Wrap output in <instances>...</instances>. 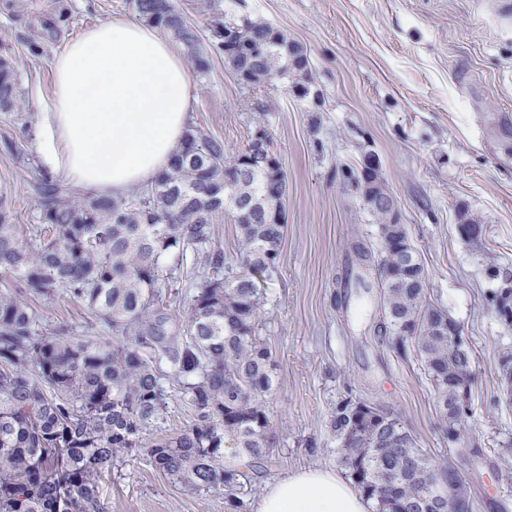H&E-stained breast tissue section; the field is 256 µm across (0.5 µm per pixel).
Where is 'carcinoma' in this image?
<instances>
[{
    "mask_svg": "<svg viewBox=\"0 0 512 512\" xmlns=\"http://www.w3.org/2000/svg\"><path fill=\"white\" fill-rule=\"evenodd\" d=\"M139 18L183 45L198 69L206 67L198 30L173 0H131ZM253 45L271 53L228 63L246 69L251 85L273 75L309 71L304 50L262 18L240 23ZM12 62L0 58V112L20 108ZM253 148L229 157L224 141L188 128L169 169L146 190L124 198L85 196L73 185L43 177L32 184L40 223L21 227L0 207V277L37 300L66 297L81 303L107 336L41 333L33 308L0 289V512H107L104 474L121 455L144 450L166 475L202 490H224L236 512L247 472L270 461L274 444L266 403L274 363L256 336L259 284L279 259L282 224H259L252 214L235 221L240 249L213 242L212 214L200 197L239 186L259 210L283 209L287 182L266 197L268 178L245 170ZM363 193H385L382 171L354 177ZM379 247L357 254L373 262L382 288L380 329L400 356L413 352L448 416V400L471 385L472 356L448 346L452 319L427 299L422 264L401 268L398 249L408 235L375 210ZM193 254L188 314L181 321L164 306L166 264ZM193 414L180 434L145 442L163 419L172 392ZM331 430L340 463L372 512H408L421 496L447 490L471 504L453 465L435 467L392 412L347 398L336 406ZM235 454L224 453L225 439Z\"/></svg>",
    "mask_w": 512,
    "mask_h": 512,
    "instance_id": "carcinoma-1",
    "label": "carcinoma"
}]
</instances>
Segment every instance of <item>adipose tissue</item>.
<instances>
[{
    "instance_id": "adipose-tissue-1",
    "label": "adipose tissue",
    "mask_w": 512,
    "mask_h": 512,
    "mask_svg": "<svg viewBox=\"0 0 512 512\" xmlns=\"http://www.w3.org/2000/svg\"><path fill=\"white\" fill-rule=\"evenodd\" d=\"M35 144L45 164L84 193L119 198L168 168L193 109L179 44L155 25L110 19L53 61ZM256 512H371L350 481L317 469L270 484Z\"/></svg>"
}]
</instances>
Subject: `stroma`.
Here are the masks:
<instances>
[{
  "label": "stroma",
  "instance_id": "1",
  "mask_svg": "<svg viewBox=\"0 0 512 512\" xmlns=\"http://www.w3.org/2000/svg\"><path fill=\"white\" fill-rule=\"evenodd\" d=\"M201 39L214 23L260 17L307 54L296 92L271 77L247 88L206 49L192 72L189 123L228 154L265 126L286 175L279 262L263 284L258 333L275 363L269 397L274 458L253 475L250 504L269 482L302 468L342 472L329 419L351 397L391 410L438 464L453 463L474 512H512V406L500 403V359L512 321L489 299L512 289V12L503 0H174ZM129 0H0V56L12 59L25 100L0 112V204L37 223L31 186L48 171L36 150V112L53 90L52 60L83 30L135 18ZM376 155L387 190L427 275V294L456 322L472 354V412L459 455L416 357L377 333L376 274L362 288L340 279L355 245L376 247L378 220L352 178ZM483 226L463 241L461 215ZM40 328L83 334L91 317L65 298L39 302ZM100 491L108 512H233L223 493L196 490L158 470L146 452L124 456Z\"/></svg>",
  "mask_w": 512,
  "mask_h": 512
}]
</instances>
